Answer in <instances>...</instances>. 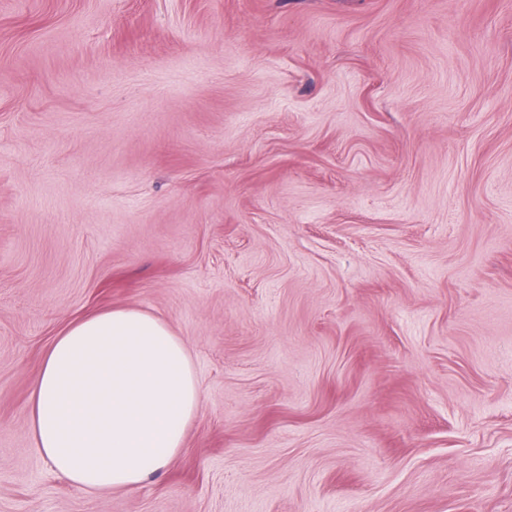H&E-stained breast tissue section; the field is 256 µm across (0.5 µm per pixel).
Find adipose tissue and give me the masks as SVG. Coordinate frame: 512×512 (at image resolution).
<instances>
[{
	"mask_svg": "<svg viewBox=\"0 0 512 512\" xmlns=\"http://www.w3.org/2000/svg\"><path fill=\"white\" fill-rule=\"evenodd\" d=\"M199 401L190 354L166 322L132 308L86 314L33 381L34 445L75 487L134 488L179 454Z\"/></svg>",
	"mask_w": 512,
	"mask_h": 512,
	"instance_id": "ef3b65f1",
	"label": "adipose tissue"
}]
</instances>
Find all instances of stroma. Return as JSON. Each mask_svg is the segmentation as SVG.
<instances>
[{"label":"stroma","instance_id":"1","mask_svg":"<svg viewBox=\"0 0 512 512\" xmlns=\"http://www.w3.org/2000/svg\"><path fill=\"white\" fill-rule=\"evenodd\" d=\"M112 307L201 398L90 493L31 387ZM0 512H512V0H0Z\"/></svg>","mask_w":512,"mask_h":512}]
</instances>
